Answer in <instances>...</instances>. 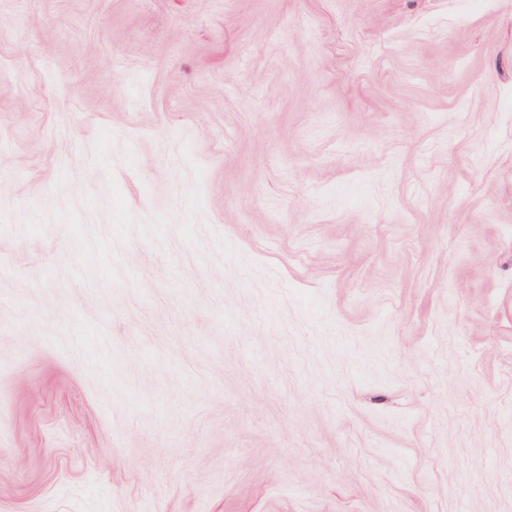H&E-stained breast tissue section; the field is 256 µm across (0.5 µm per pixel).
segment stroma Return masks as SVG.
<instances>
[{"instance_id":"1","label":"stroma","mask_w":512,"mask_h":512,"mask_svg":"<svg viewBox=\"0 0 512 512\" xmlns=\"http://www.w3.org/2000/svg\"><path fill=\"white\" fill-rule=\"evenodd\" d=\"M0 512H512V0H0Z\"/></svg>"}]
</instances>
